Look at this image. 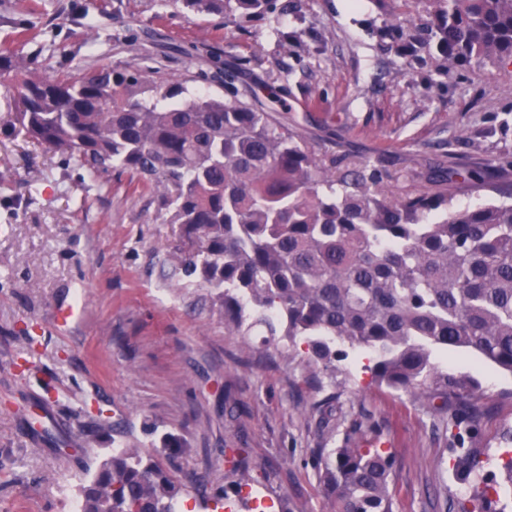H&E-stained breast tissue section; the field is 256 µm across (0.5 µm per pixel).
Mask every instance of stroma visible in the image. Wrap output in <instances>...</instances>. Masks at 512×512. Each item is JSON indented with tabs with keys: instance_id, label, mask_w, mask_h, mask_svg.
<instances>
[{
	"instance_id": "stroma-1",
	"label": "stroma",
	"mask_w": 512,
	"mask_h": 512,
	"mask_svg": "<svg viewBox=\"0 0 512 512\" xmlns=\"http://www.w3.org/2000/svg\"><path fill=\"white\" fill-rule=\"evenodd\" d=\"M424 16L425 0H288L284 13L222 17L179 0H0V51L22 52L39 73L109 67L220 96L233 73L241 100L277 91L288 105L273 111L277 124L316 152L369 162L397 193L426 187L430 167L473 159L489 186L512 177V67L444 74L423 46L396 51L397 30ZM14 108L0 82V512H74L107 449L146 448L166 432L185 446L179 479L206 476V494L234 497L224 451L240 448L254 469L250 500L331 512L312 451L342 443L355 420L395 455L394 512H460L468 492L451 472L448 434L421 400L378 385L363 351L316 387L287 342L252 358L265 327L228 335L209 289L175 271V227L154 192L26 141L7 123ZM74 301L82 314L57 326V307ZM438 361L478 381L487 412L476 441L497 456L512 377L465 350Z\"/></svg>"
}]
</instances>
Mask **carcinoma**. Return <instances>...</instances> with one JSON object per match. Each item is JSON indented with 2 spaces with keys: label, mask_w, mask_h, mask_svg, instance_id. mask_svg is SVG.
Listing matches in <instances>:
<instances>
[{
  "label": "carcinoma",
  "mask_w": 512,
  "mask_h": 512,
  "mask_svg": "<svg viewBox=\"0 0 512 512\" xmlns=\"http://www.w3.org/2000/svg\"><path fill=\"white\" fill-rule=\"evenodd\" d=\"M197 13L276 10V0H180ZM424 28L440 72L472 61L512 65V0H425ZM0 78L16 90L12 125L29 140L97 176L120 169L158 193L177 227L172 265L210 290L224 328L268 341H303L306 363L336 372L348 350L371 354L379 384L421 398L441 416L455 478L473 489L461 512L492 509L512 493V427L495 465L475 444L482 406L473 381L442 370L436 352L463 349L512 375V182L498 199L452 208L480 189L479 166L428 174L435 191L393 193L369 164L319 155L271 112L209 93L184 97L178 80L146 83L110 68L37 74L27 57L0 52ZM352 422L338 448H317L333 512H394L395 456L359 441ZM115 448L78 488L80 512H177L190 493L162 454L181 447ZM232 470L250 467L235 449Z\"/></svg>",
  "instance_id": "carcinoma-1"
}]
</instances>
